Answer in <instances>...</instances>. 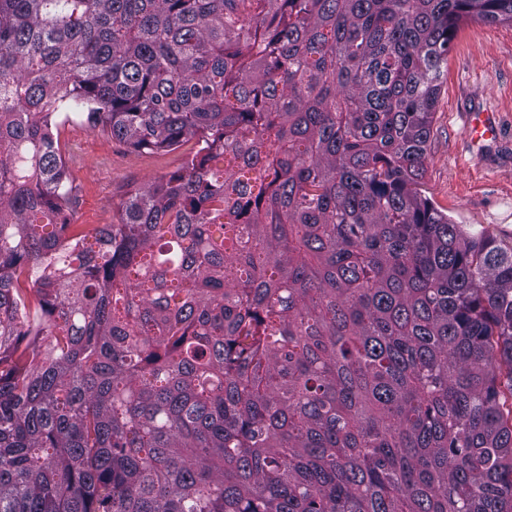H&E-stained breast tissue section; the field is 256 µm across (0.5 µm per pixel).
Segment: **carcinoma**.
<instances>
[{"mask_svg":"<svg viewBox=\"0 0 512 512\" xmlns=\"http://www.w3.org/2000/svg\"><path fill=\"white\" fill-rule=\"evenodd\" d=\"M512 0H0V512H512V246L423 194ZM184 163L84 231L71 115Z\"/></svg>","mask_w":512,"mask_h":512,"instance_id":"carcinoma-1","label":"carcinoma"}]
</instances>
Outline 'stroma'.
I'll return each instance as SVG.
<instances>
[{"label": "stroma", "mask_w": 512, "mask_h": 512, "mask_svg": "<svg viewBox=\"0 0 512 512\" xmlns=\"http://www.w3.org/2000/svg\"><path fill=\"white\" fill-rule=\"evenodd\" d=\"M495 113L499 136L476 153L464 115ZM59 145L76 198L72 221L115 222L131 187L175 170L179 153L137 154L85 119L61 127ZM424 193L467 232H487L512 246V25L471 21L456 34L433 116Z\"/></svg>", "instance_id": "35a3bbf8"}]
</instances>
